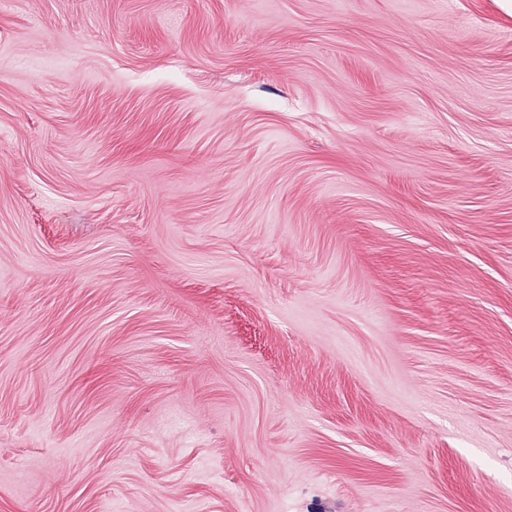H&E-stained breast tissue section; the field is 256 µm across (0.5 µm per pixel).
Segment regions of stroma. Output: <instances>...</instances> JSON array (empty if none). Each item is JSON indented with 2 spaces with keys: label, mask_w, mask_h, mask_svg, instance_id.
<instances>
[{
  "label": "stroma",
  "mask_w": 512,
  "mask_h": 512,
  "mask_svg": "<svg viewBox=\"0 0 512 512\" xmlns=\"http://www.w3.org/2000/svg\"><path fill=\"white\" fill-rule=\"evenodd\" d=\"M0 512H512L497 0H0Z\"/></svg>",
  "instance_id": "obj_1"
}]
</instances>
